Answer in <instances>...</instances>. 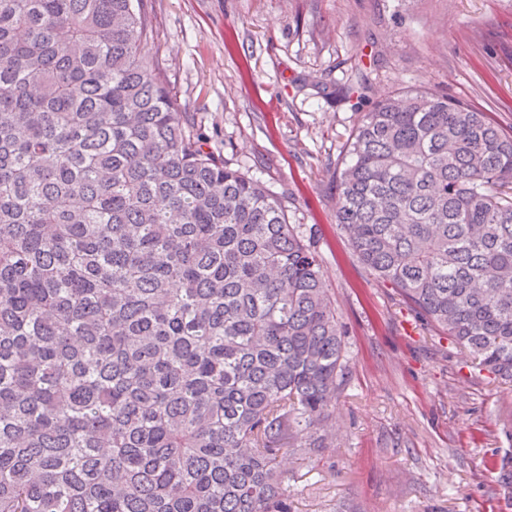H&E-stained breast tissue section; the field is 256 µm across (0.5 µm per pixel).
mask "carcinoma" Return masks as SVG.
<instances>
[{"label": "carcinoma", "mask_w": 512, "mask_h": 512, "mask_svg": "<svg viewBox=\"0 0 512 512\" xmlns=\"http://www.w3.org/2000/svg\"><path fill=\"white\" fill-rule=\"evenodd\" d=\"M147 0H0V512H292L347 348L283 197L206 149ZM512 136L380 95L336 167L357 260L512 385Z\"/></svg>", "instance_id": "carcinoma-1"}]
</instances>
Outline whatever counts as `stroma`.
I'll list each match as a JSON object with an SVG mask.
<instances>
[{
	"instance_id": "35a3bbf8",
	"label": "stroma",
	"mask_w": 512,
	"mask_h": 512,
	"mask_svg": "<svg viewBox=\"0 0 512 512\" xmlns=\"http://www.w3.org/2000/svg\"><path fill=\"white\" fill-rule=\"evenodd\" d=\"M151 56L209 150L284 197L346 330L334 450L288 462L294 512H512V386L417 320L336 225L362 86H423L512 134V0H148Z\"/></svg>"
}]
</instances>
